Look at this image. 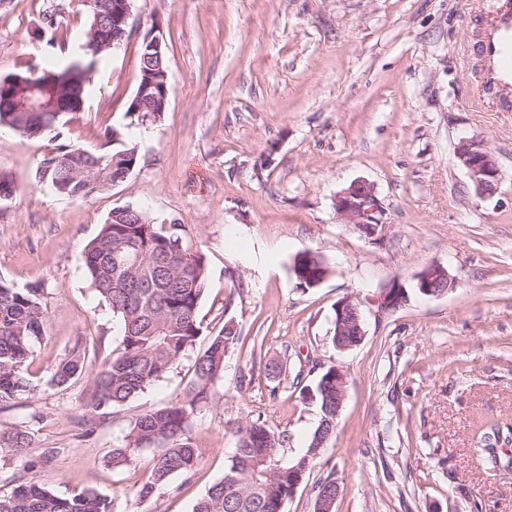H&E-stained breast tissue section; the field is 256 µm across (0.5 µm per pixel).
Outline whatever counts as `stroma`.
<instances>
[{
    "label": "stroma",
    "instance_id": "obj_1",
    "mask_svg": "<svg viewBox=\"0 0 512 512\" xmlns=\"http://www.w3.org/2000/svg\"><path fill=\"white\" fill-rule=\"evenodd\" d=\"M492 0H133L132 34L107 53L79 112L58 135L0 131V279L43 288L46 334L28 372L37 387L0 411V427L27 423L31 456L56 449L34 480L71 496L92 489L115 512H192L234 453L236 424L263 417L304 454L321 419L308 395L324 368L343 367L346 396L332 439L283 512H315L316 483L340 485L335 512H512V475L485 470L483 430L512 424V106L473 76L478 30ZM89 22L79 0H0V78L29 67L64 68ZM58 25L66 51L42 31ZM163 36L169 104L160 121L126 114L140 78L139 45ZM119 127L139 164L85 199L58 195L36 171L58 145L98 149ZM485 140L502 171L479 196L455 148ZM375 184L387 229L373 243L341 224L334 197L354 179ZM145 210L184 224L205 257L201 334L165 377L105 414L83 402L122 336L91 288L83 253L112 211ZM320 254L333 272L297 284L295 256ZM445 267L455 284L421 296L416 275ZM405 302L381 310L384 288ZM350 297L365 336L331 342L338 301ZM244 339L224 360L210 399L194 414L200 462L147 502L136 491L152 454L122 469L112 451L148 409L183 397L194 362L226 321ZM86 370L49 383L75 345ZM281 363L271 376L267 365Z\"/></svg>",
    "mask_w": 512,
    "mask_h": 512
}]
</instances>
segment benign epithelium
<instances>
[{
    "label": "benign epithelium",
    "mask_w": 512,
    "mask_h": 512,
    "mask_svg": "<svg viewBox=\"0 0 512 512\" xmlns=\"http://www.w3.org/2000/svg\"><path fill=\"white\" fill-rule=\"evenodd\" d=\"M93 7L98 20L89 41L82 44L86 52L93 44L100 49H118L121 42L115 33L123 32L129 27L132 16L131 0H85ZM17 112H45V102L27 91L14 96ZM166 100L158 81L143 80L134 99V112L157 111L156 101ZM456 157L481 196L494 194L502 180V172L491 152L481 140L464 138L456 146ZM334 209L338 219L356 230L370 241L382 239L385 223L383 210L377 198L375 185L365 179H356L341 189L334 197ZM453 278L440 265L425 268L417 275L416 288L425 296H439L448 291ZM405 291L396 284L384 289L381 295V308L393 309L394 305L403 303ZM334 331H336V348L351 349L361 343L365 336L363 317L360 308L351 298L346 297L336 303Z\"/></svg>",
    "instance_id": "benign-epithelium-1"
}]
</instances>
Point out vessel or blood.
I'll return each instance as SVG.
<instances>
[{"label":"vessel or blood","mask_w":512,"mask_h":512,"mask_svg":"<svg viewBox=\"0 0 512 512\" xmlns=\"http://www.w3.org/2000/svg\"><path fill=\"white\" fill-rule=\"evenodd\" d=\"M494 22L482 40L483 81L512 92V0H494Z\"/></svg>","instance_id":"b4317fda"}]
</instances>
